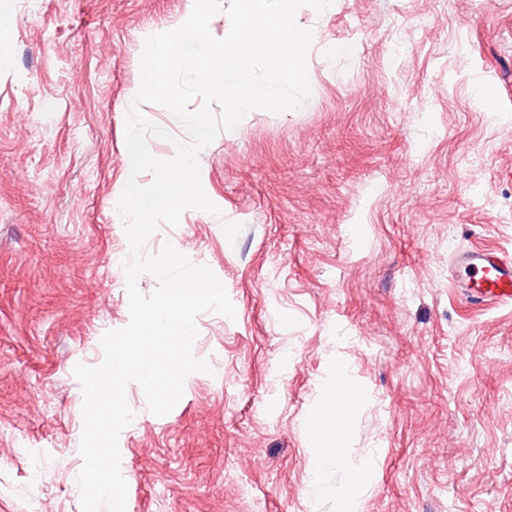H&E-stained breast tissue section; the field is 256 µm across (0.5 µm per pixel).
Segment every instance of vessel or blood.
I'll use <instances>...</instances> for the list:
<instances>
[{"label": "vessel or blood", "mask_w": 512, "mask_h": 512, "mask_svg": "<svg viewBox=\"0 0 512 512\" xmlns=\"http://www.w3.org/2000/svg\"><path fill=\"white\" fill-rule=\"evenodd\" d=\"M448 273L466 300L512 303V257L482 248H459L452 252Z\"/></svg>", "instance_id": "1"}]
</instances>
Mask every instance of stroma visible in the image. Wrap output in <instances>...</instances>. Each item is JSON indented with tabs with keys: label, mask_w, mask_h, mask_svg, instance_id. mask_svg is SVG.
<instances>
[{
	"label": "stroma",
	"mask_w": 512,
	"mask_h": 512,
	"mask_svg": "<svg viewBox=\"0 0 512 512\" xmlns=\"http://www.w3.org/2000/svg\"><path fill=\"white\" fill-rule=\"evenodd\" d=\"M0 61V512H81L83 395L130 319L116 205L146 37L188 0H7ZM311 96L199 153L217 213L159 224L234 317L198 315L164 416L137 383L126 512H512V306L453 288L448 252L512 255V0L300 8ZM153 155L188 140L168 109ZM349 433L319 429L336 370ZM342 460L314 473L324 449Z\"/></svg>",
	"instance_id": "1"
}]
</instances>
